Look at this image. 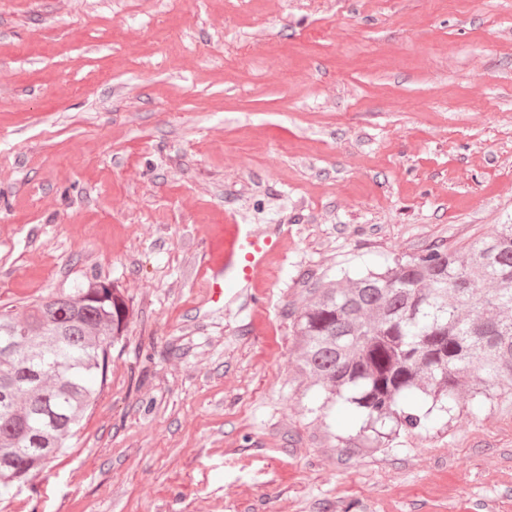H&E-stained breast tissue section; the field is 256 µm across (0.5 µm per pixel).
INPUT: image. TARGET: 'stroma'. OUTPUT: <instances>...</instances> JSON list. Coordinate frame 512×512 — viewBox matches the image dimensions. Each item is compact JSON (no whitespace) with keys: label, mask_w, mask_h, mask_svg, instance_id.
Segmentation results:
<instances>
[{"label":"stroma","mask_w":512,"mask_h":512,"mask_svg":"<svg viewBox=\"0 0 512 512\" xmlns=\"http://www.w3.org/2000/svg\"><path fill=\"white\" fill-rule=\"evenodd\" d=\"M280 236L209 299L227 223ZM512 224V0H0V309L131 315L0 512H512V404L362 448L312 410L316 288Z\"/></svg>","instance_id":"1"}]
</instances>
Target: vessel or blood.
<instances>
[{"label": "vessel or blood", "instance_id": "vessel-or-blood-1", "mask_svg": "<svg viewBox=\"0 0 512 512\" xmlns=\"http://www.w3.org/2000/svg\"><path fill=\"white\" fill-rule=\"evenodd\" d=\"M279 247V239H260L244 230H236L224 246L226 257L223 273H216L210 266L204 267L202 275L206 287H253L256 271L278 251Z\"/></svg>", "mask_w": 512, "mask_h": 512}]
</instances>
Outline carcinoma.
Masks as SVG:
<instances>
[{
	"instance_id": "obj_1",
	"label": "carcinoma",
	"mask_w": 512,
	"mask_h": 512,
	"mask_svg": "<svg viewBox=\"0 0 512 512\" xmlns=\"http://www.w3.org/2000/svg\"><path fill=\"white\" fill-rule=\"evenodd\" d=\"M512 224L460 249L432 246L380 272L347 273L296 323L297 372L355 421L371 448L464 411L463 396L512 398ZM129 307L90 278L0 312V494L67 453L106 381Z\"/></svg>"
}]
</instances>
